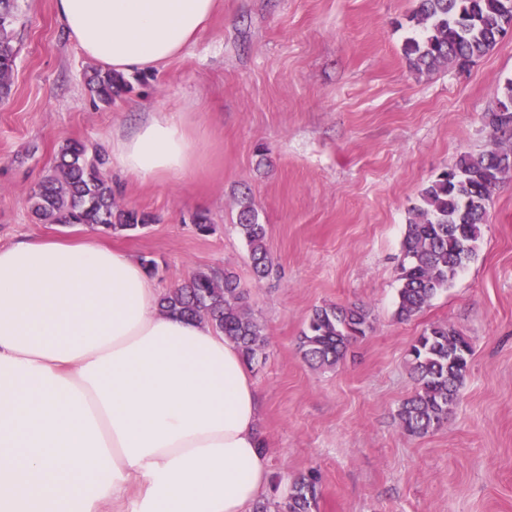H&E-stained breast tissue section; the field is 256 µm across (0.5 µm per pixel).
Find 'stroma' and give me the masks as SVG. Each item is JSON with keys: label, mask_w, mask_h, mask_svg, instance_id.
Listing matches in <instances>:
<instances>
[{"label": "stroma", "mask_w": 512, "mask_h": 512, "mask_svg": "<svg viewBox=\"0 0 512 512\" xmlns=\"http://www.w3.org/2000/svg\"><path fill=\"white\" fill-rule=\"evenodd\" d=\"M11 92L0 100V245L95 238L155 260L167 290L198 271L248 285L268 344L249 370L261 394L270 502L301 474L321 477L317 512H512V176L492 193L476 256L407 321L395 316L411 206L463 154L491 147L484 125L512 80V35L466 69L411 71L417 0H223L209 27L131 92L93 104V60L68 38L53 0H19ZM184 111L204 135L193 172H113L117 200L157 216L137 231L34 223L28 198L60 147L110 151L142 113ZM248 193L269 227L273 271L254 283L236 226ZM212 234H196L194 213ZM365 305L367 336L332 369L311 368L299 337L313 308ZM433 323L473 354L443 426L406 433L416 388L408 352Z\"/></svg>", "instance_id": "stroma-1"}]
</instances>
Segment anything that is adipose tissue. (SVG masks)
Listing matches in <instances>:
<instances>
[{
  "label": "adipose tissue",
  "mask_w": 512,
  "mask_h": 512,
  "mask_svg": "<svg viewBox=\"0 0 512 512\" xmlns=\"http://www.w3.org/2000/svg\"><path fill=\"white\" fill-rule=\"evenodd\" d=\"M217 0H55L81 53L119 73L179 57ZM183 113L112 141L121 171L187 173ZM134 257L96 239L0 246V512H251L270 484L259 394L238 347L159 310Z\"/></svg>",
  "instance_id": "1"
}]
</instances>
